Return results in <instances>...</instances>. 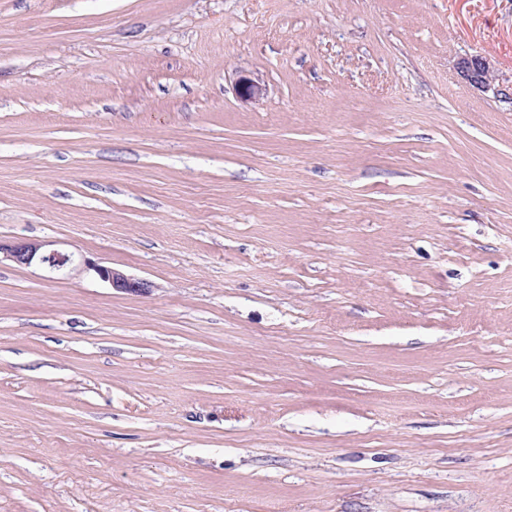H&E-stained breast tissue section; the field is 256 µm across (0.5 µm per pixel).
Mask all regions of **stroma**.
Instances as JSON below:
<instances>
[{
	"mask_svg": "<svg viewBox=\"0 0 512 512\" xmlns=\"http://www.w3.org/2000/svg\"><path fill=\"white\" fill-rule=\"evenodd\" d=\"M510 88L512 0H0V238L152 284L0 262V512H512ZM459 65L463 79L470 85L476 88L491 89L493 70L487 58L481 56L464 58Z\"/></svg>",
	"mask_w": 512,
	"mask_h": 512,
	"instance_id": "1",
	"label": "stroma"
}]
</instances>
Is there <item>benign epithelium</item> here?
Returning <instances> with one entry per match:
<instances>
[{
	"mask_svg": "<svg viewBox=\"0 0 512 512\" xmlns=\"http://www.w3.org/2000/svg\"><path fill=\"white\" fill-rule=\"evenodd\" d=\"M459 70L463 79L470 85L482 89L491 88L493 70L488 59L481 56L464 58L460 62ZM0 256L21 266H42L53 273L63 275L82 267L93 271L102 282L116 290L145 292L151 288V284L145 280L130 278L111 266L80 261L73 254L59 251L46 241L0 240Z\"/></svg>",
	"mask_w": 512,
	"mask_h": 512,
	"instance_id": "7a95c632",
	"label": "benign epithelium"
}]
</instances>
